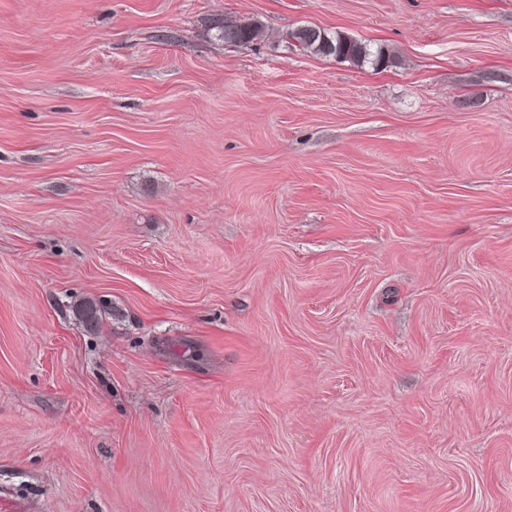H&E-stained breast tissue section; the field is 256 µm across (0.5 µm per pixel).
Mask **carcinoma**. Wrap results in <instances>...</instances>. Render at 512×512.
Instances as JSON below:
<instances>
[{
    "label": "carcinoma",
    "instance_id": "obj_1",
    "mask_svg": "<svg viewBox=\"0 0 512 512\" xmlns=\"http://www.w3.org/2000/svg\"><path fill=\"white\" fill-rule=\"evenodd\" d=\"M210 30L215 32L216 39L225 44L250 45L264 35L262 26L254 20L237 21L227 17L212 19ZM289 37L302 49L317 55L369 63L375 67H383L391 61V55L382 47L373 49L351 37L317 27H300Z\"/></svg>",
    "mask_w": 512,
    "mask_h": 512
}]
</instances>
